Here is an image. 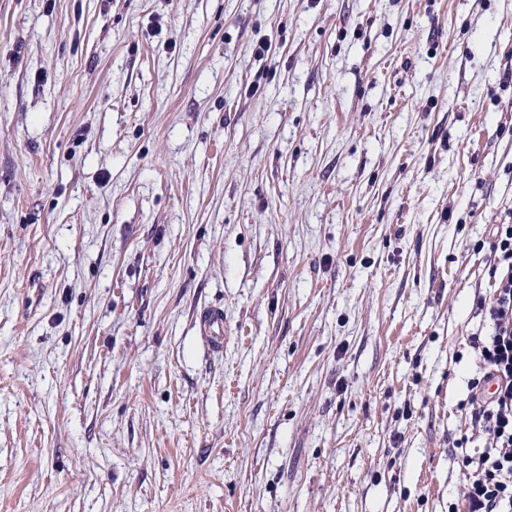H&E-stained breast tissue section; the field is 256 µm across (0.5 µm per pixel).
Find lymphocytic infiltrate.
<instances>
[{
	"label": "lymphocytic infiltrate",
	"instance_id": "lymphocytic-infiltrate-1",
	"mask_svg": "<svg viewBox=\"0 0 512 512\" xmlns=\"http://www.w3.org/2000/svg\"><path fill=\"white\" fill-rule=\"evenodd\" d=\"M487 244L493 289L477 307L491 332L471 339L483 374L471 382L470 417L491 442L478 452L468 451L465 436L453 445L469 474L466 512H512V224L494 225Z\"/></svg>",
	"mask_w": 512,
	"mask_h": 512
}]
</instances>
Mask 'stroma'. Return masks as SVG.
I'll list each match as a JSON object with an SVG mask.
<instances>
[{
    "mask_svg": "<svg viewBox=\"0 0 512 512\" xmlns=\"http://www.w3.org/2000/svg\"><path fill=\"white\" fill-rule=\"evenodd\" d=\"M511 221L512 0H0V512L464 506Z\"/></svg>",
    "mask_w": 512,
    "mask_h": 512,
    "instance_id": "35a3bbf8",
    "label": "stroma"
}]
</instances>
